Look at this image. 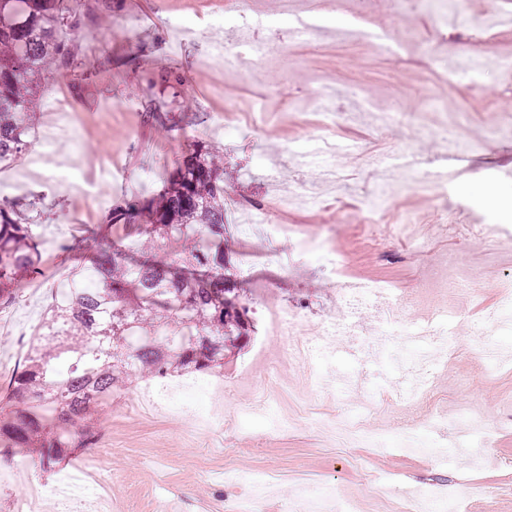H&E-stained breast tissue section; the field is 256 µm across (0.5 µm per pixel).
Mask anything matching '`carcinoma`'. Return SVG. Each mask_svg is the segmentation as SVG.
I'll list each match as a JSON object with an SVG mask.
<instances>
[{
    "label": "carcinoma",
    "instance_id": "1",
    "mask_svg": "<svg viewBox=\"0 0 512 512\" xmlns=\"http://www.w3.org/2000/svg\"><path fill=\"white\" fill-rule=\"evenodd\" d=\"M83 25L67 0H0V164L31 150L27 84L47 59L71 64L67 35ZM154 174L147 197L113 205L110 223L90 229L88 257L69 269L10 383L11 440L47 449V465L90 447L82 422L112 393L138 378L209 372L250 336L248 310H224L236 285L224 262V154L201 142ZM41 264L33 225L1 201L0 304Z\"/></svg>",
    "mask_w": 512,
    "mask_h": 512
}]
</instances>
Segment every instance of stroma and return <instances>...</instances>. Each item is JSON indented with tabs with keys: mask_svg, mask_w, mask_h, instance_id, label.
<instances>
[{
	"mask_svg": "<svg viewBox=\"0 0 512 512\" xmlns=\"http://www.w3.org/2000/svg\"><path fill=\"white\" fill-rule=\"evenodd\" d=\"M336 2L314 44L294 45L287 62L246 60L230 73L213 55L214 44L225 40L213 20L237 0H79L86 20L70 45L71 65L60 70L46 62L37 78L41 154L0 166V197L23 221L35 223L43 250L41 274L19 288L14 302L0 306V324L7 329L0 335V421L14 416L9 383L58 283L76 262L80 226L105 223L116 198L149 194L155 161L175 163L193 140L224 155V253L252 332L218 374L223 430H196L198 413L212 405L204 391L190 394L189 409L148 412L133 401L137 384H128L87 418L96 434L94 452L69 450L47 470L39 467L38 452L1 438L0 512H17L30 483L51 495L56 512H81L79 502L57 494L81 467L96 474L85 498L110 501L112 512H229L236 500L257 495L263 512H304L305 484L330 486L333 505L349 504L352 512H410L421 491L454 492L467 512H512V328L487 324L502 302V275L512 270V133H490L501 122L512 123V71H488L477 86L449 82L426 62L431 55L452 66L468 55L512 56V0H456L457 13L468 19L464 25L424 11L418 0H365L360 13L353 0ZM102 11L108 15L104 27L94 21ZM175 20L186 28L183 38L174 36ZM349 23L365 29L367 38L339 39L337 30ZM407 29L415 42L402 56L391 43ZM161 70L177 71L179 84L156 82ZM328 84L370 103L369 111L355 113L348 101L334 102L336 111L348 115L333 133L341 150L336 163L347 178L343 187L327 181L321 142L310 129ZM60 88L70 99L68 113L56 119L66 135L51 141L46 134L55 119L47 103ZM260 102L266 110L256 130L251 114ZM146 112L158 116L149 127L141 121ZM174 117L181 121L175 129ZM59 164L75 167L73 186L48 180ZM443 169L453 173L454 200L495 225V239L453 236L433 221L439 202L417 182ZM376 183L396 187L384 221L409 219V233L426 243L418 255L407 254L397 236L386 253L368 246L360 191ZM303 187L318 192L323 209L299 202L296 193ZM242 198L273 200L280 223L293 226L298 238L315 237L324 223L334 224L331 244L344 257V275L424 293L429 306H449L460 345L489 330L505 354L494 365L465 354H437L434 407L440 420L421 437L451 444L455 418L467 413L493 423L491 443L449 460L396 441L383 448H342L321 431L317 420L332 418L340 406L358 411L373 390L380 405L364 416V427L399 433L404 418L393 401L406 386L405 367L365 350L350 351L344 341L322 368L362 373L367 390L319 383L309 369L289 366L279 338L263 333L259 305L301 310L314 324L335 312L336 290L328 272L300 259L295 240L273 241L248 229L238 205ZM246 249L274 257L248 277L241 265ZM460 267L481 280L479 291L422 292L434 273ZM276 382L286 386L278 407L288 424L273 432L259 410ZM254 472L271 477L263 492L248 482Z\"/></svg>",
	"mask_w": 512,
	"mask_h": 512,
	"instance_id": "35a3bbf8",
	"label": "stroma"
}]
</instances>
